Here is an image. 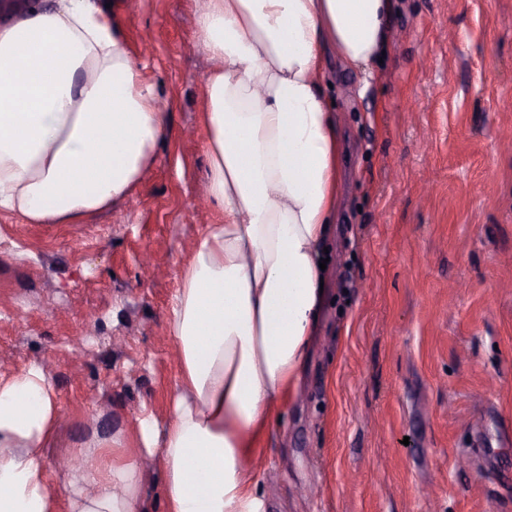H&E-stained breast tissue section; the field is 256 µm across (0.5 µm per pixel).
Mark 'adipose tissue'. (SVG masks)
I'll list each match as a JSON object with an SVG mask.
<instances>
[{"label": "adipose tissue", "instance_id": "ef3b65f1", "mask_svg": "<svg viewBox=\"0 0 512 512\" xmlns=\"http://www.w3.org/2000/svg\"><path fill=\"white\" fill-rule=\"evenodd\" d=\"M396 0H205L210 224L180 267L168 334L180 382L164 420L79 449L48 484L60 420L41 367L0 378V512H142V460L165 512H265L259 446L298 392L324 295L319 267L341 202L342 126L328 56L375 78ZM169 131L154 84L100 0H26L0 21V210L79 224L127 201Z\"/></svg>", "mask_w": 512, "mask_h": 512}]
</instances>
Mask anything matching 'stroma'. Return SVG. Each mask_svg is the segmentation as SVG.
I'll return each instance as SVG.
<instances>
[{
  "label": "stroma",
  "instance_id": "1",
  "mask_svg": "<svg viewBox=\"0 0 512 512\" xmlns=\"http://www.w3.org/2000/svg\"><path fill=\"white\" fill-rule=\"evenodd\" d=\"M115 10L169 114L154 168L83 224L0 214V375L53 384L58 491V460L164 416L177 270L222 216L198 204L211 61L192 0ZM393 36L377 78L327 69L344 203L318 340L256 462L266 512H512V0H399Z\"/></svg>",
  "mask_w": 512,
  "mask_h": 512
}]
</instances>
